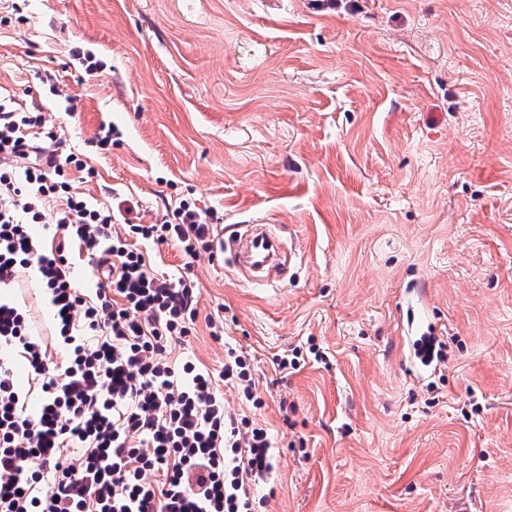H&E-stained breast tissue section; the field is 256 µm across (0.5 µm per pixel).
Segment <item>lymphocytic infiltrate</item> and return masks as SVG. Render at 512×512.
<instances>
[{"label":"lymphocytic infiltrate","mask_w":512,"mask_h":512,"mask_svg":"<svg viewBox=\"0 0 512 512\" xmlns=\"http://www.w3.org/2000/svg\"><path fill=\"white\" fill-rule=\"evenodd\" d=\"M55 142L42 112L0 92V512H259L253 487L273 470L272 441L226 412L219 389L261 408L252 359L228 349L219 371L170 360L200 290L159 274L147 252L213 255L217 211L183 200L168 220L115 234L113 211L73 190L71 173L87 183L98 171ZM73 248L94 287L75 282ZM31 270L51 344L14 295Z\"/></svg>","instance_id":"lymphocytic-infiltrate-1"}]
</instances>
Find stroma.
<instances>
[{
  "label": "stroma",
  "instance_id": "stroma-1",
  "mask_svg": "<svg viewBox=\"0 0 512 512\" xmlns=\"http://www.w3.org/2000/svg\"><path fill=\"white\" fill-rule=\"evenodd\" d=\"M0 86L89 156L98 204L188 199L291 251L270 283L228 248L154 256L200 288L173 357L254 358L263 408L223 393L276 446L262 512H512V0H0Z\"/></svg>",
  "mask_w": 512,
  "mask_h": 512
}]
</instances>
